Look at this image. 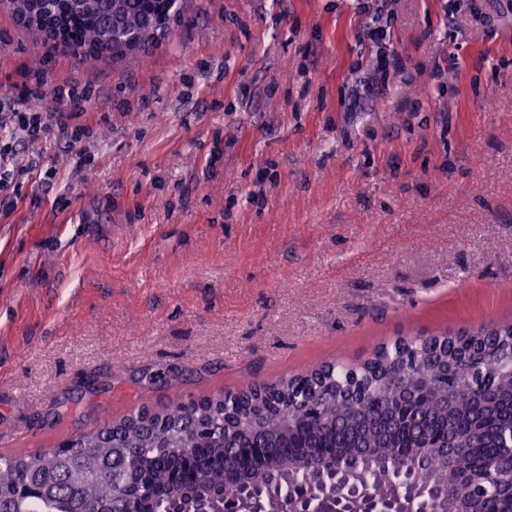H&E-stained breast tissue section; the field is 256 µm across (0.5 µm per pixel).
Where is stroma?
<instances>
[{
    "instance_id": "stroma-1",
    "label": "stroma",
    "mask_w": 512,
    "mask_h": 512,
    "mask_svg": "<svg viewBox=\"0 0 512 512\" xmlns=\"http://www.w3.org/2000/svg\"><path fill=\"white\" fill-rule=\"evenodd\" d=\"M72 86L86 141L20 144L38 169L0 205V433L23 450L175 387L512 322V0H186L122 59L0 5V100L54 112Z\"/></svg>"
}]
</instances>
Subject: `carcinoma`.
I'll return each instance as SVG.
<instances>
[{
  "label": "carcinoma",
  "instance_id": "1",
  "mask_svg": "<svg viewBox=\"0 0 512 512\" xmlns=\"http://www.w3.org/2000/svg\"><path fill=\"white\" fill-rule=\"evenodd\" d=\"M51 22L63 48L95 46L117 27L149 41L177 15L170 0H56ZM512 323L374 348L358 367L327 363L262 387L174 398L107 421L78 448L0 455V496L16 512H219L247 499L284 512L294 486L349 487L356 475L376 497L408 475L403 496L438 492L444 512H512ZM452 438L459 447L417 448ZM61 473L58 494L23 495L33 474Z\"/></svg>",
  "mask_w": 512,
  "mask_h": 512
}]
</instances>
